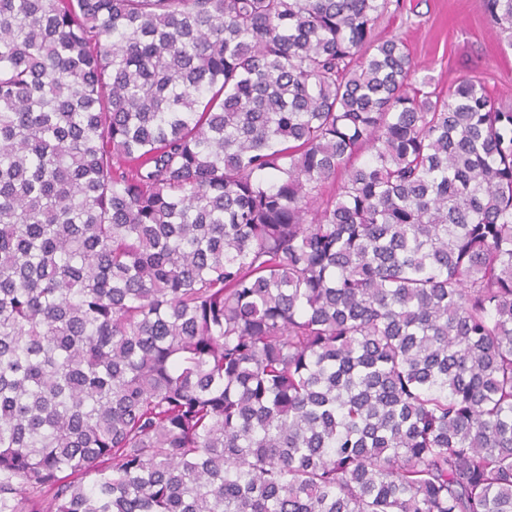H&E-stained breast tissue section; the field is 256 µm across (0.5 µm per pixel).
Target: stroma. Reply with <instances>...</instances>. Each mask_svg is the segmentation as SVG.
Masks as SVG:
<instances>
[{"instance_id":"1","label":"stroma","mask_w":512,"mask_h":512,"mask_svg":"<svg viewBox=\"0 0 512 512\" xmlns=\"http://www.w3.org/2000/svg\"><path fill=\"white\" fill-rule=\"evenodd\" d=\"M396 18H383L378 36L401 38L417 76L440 88L458 78L482 79L497 103L512 105V51H501L484 19L481 0H400Z\"/></svg>"}]
</instances>
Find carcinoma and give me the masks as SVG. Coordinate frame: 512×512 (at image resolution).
Masks as SVG:
<instances>
[{
	"label": "carcinoma",
	"instance_id": "1",
	"mask_svg": "<svg viewBox=\"0 0 512 512\" xmlns=\"http://www.w3.org/2000/svg\"><path fill=\"white\" fill-rule=\"evenodd\" d=\"M391 6L0 0V512H512V107Z\"/></svg>",
	"mask_w": 512,
	"mask_h": 512
}]
</instances>
